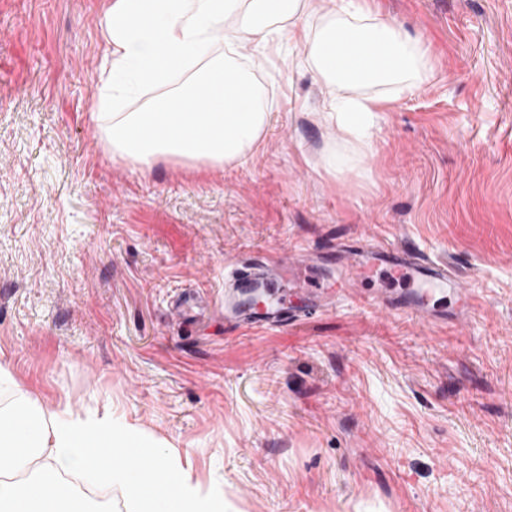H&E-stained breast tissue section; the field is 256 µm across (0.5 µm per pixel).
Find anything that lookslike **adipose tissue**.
Returning a JSON list of instances; mask_svg holds the SVG:
<instances>
[{
  "mask_svg": "<svg viewBox=\"0 0 512 512\" xmlns=\"http://www.w3.org/2000/svg\"><path fill=\"white\" fill-rule=\"evenodd\" d=\"M219 26L225 48L245 39L267 59L280 55L284 39L303 43L314 80L336 88L327 119L362 156L371 149L370 116L431 68L425 43L377 0H109L98 107L114 156L148 172L162 158L213 168L257 149L270 118L259 86L227 55L199 56ZM346 43L365 45L373 59L343 54ZM141 87L156 96L118 111L123 95ZM2 392L9 399L0 403V512H92L70 482L84 472L119 487L131 512H224L223 496L195 480L179 455L111 410L81 414L61 402L45 412L0 361ZM129 450L152 472L121 462Z\"/></svg>",
  "mask_w": 512,
  "mask_h": 512,
  "instance_id": "ef3b65f1",
  "label": "adipose tissue"
}]
</instances>
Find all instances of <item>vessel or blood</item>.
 I'll list each match as a JSON object with an SVG mask.
<instances>
[{"mask_svg": "<svg viewBox=\"0 0 512 512\" xmlns=\"http://www.w3.org/2000/svg\"><path fill=\"white\" fill-rule=\"evenodd\" d=\"M340 259L346 269L344 286L338 287L337 296H345L348 285L364 279L375 270L406 278L410 284L409 301L402 308L403 314L417 316L426 322L444 319V311L434 302L438 295L454 290L459 311L474 307L472 292L462 285L452 284L446 267L413 257L411 253L393 247H370L348 244L342 247ZM288 264L279 256H263L255 263L235 269L224 282V316L242 329L274 327L288 317V297L281 288L288 280ZM257 288L280 290L277 303L248 305L245 295Z\"/></svg>", "mask_w": 512, "mask_h": 512, "instance_id": "obj_1", "label": "vessel or blood"}]
</instances>
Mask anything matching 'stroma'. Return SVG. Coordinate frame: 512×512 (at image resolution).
Wrapping results in <instances>:
<instances>
[{
	"mask_svg": "<svg viewBox=\"0 0 512 512\" xmlns=\"http://www.w3.org/2000/svg\"><path fill=\"white\" fill-rule=\"evenodd\" d=\"M107 0H0V360L173 446L230 512H512V0H382L432 71L357 156L308 51L236 50L260 150L143 173L94 97ZM445 263L478 306L428 325L340 298L282 327L224 318L235 262L331 285L342 245Z\"/></svg>",
	"mask_w": 512,
	"mask_h": 512,
	"instance_id": "35a3bbf8",
	"label": "stroma"
}]
</instances>
